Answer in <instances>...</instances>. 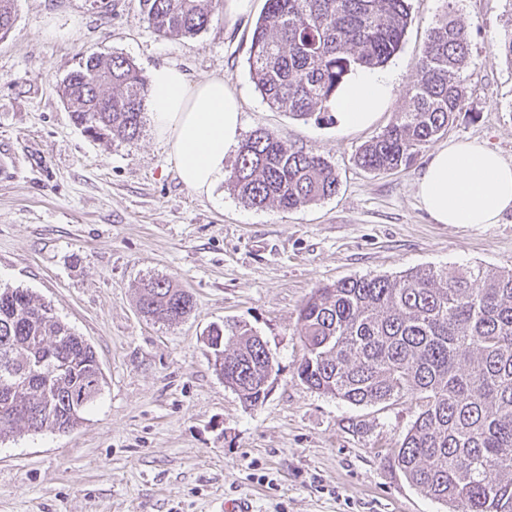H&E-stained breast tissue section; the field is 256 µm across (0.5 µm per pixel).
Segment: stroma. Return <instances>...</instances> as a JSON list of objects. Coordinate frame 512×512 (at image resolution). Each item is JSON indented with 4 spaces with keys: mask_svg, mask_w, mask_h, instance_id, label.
<instances>
[{
    "mask_svg": "<svg viewBox=\"0 0 512 512\" xmlns=\"http://www.w3.org/2000/svg\"><path fill=\"white\" fill-rule=\"evenodd\" d=\"M412 22L384 69L388 105L370 127L337 115L301 121L272 110L250 80L252 28L265 0L215 16L193 37L160 38L139 0H15L0 39V285L24 288L93 347L102 391L75 428L22 431L0 443V512H447L394 461L418 408L410 397L352 406L297 374L306 350L298 310L340 279L416 268L512 269V212L497 224H438L416 184L432 153L385 173L355 163L405 104L444 0H410ZM470 36L462 76L470 105L451 140H480L512 162V64L493 39L512 28V0H453ZM117 53L142 75L171 66L190 82L224 78L241 98L244 134L272 131L336 169L335 196L291 211L243 207L227 184L190 192L151 124L130 143L77 128L58 84L81 56ZM166 277L195 303L167 324L139 310L138 287ZM249 325L276 359L272 388L251 407L225 386L206 336Z\"/></svg>",
    "mask_w": 512,
    "mask_h": 512,
    "instance_id": "obj_1",
    "label": "stroma"
}]
</instances>
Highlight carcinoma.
I'll return each mask as SVG.
<instances>
[{
	"label": "carcinoma",
	"instance_id": "carcinoma-1",
	"mask_svg": "<svg viewBox=\"0 0 512 512\" xmlns=\"http://www.w3.org/2000/svg\"><path fill=\"white\" fill-rule=\"evenodd\" d=\"M160 37L206 30L221 0H140ZM15 21L0 0V38ZM411 22L409 0H266L247 58L269 107L298 119L325 116L354 71L384 65ZM512 64V29L495 36ZM469 56L465 26L444 19L430 31L406 89L407 107L355 158L370 172L408 167L422 148L469 110L461 73ZM74 123L97 140L132 141L143 128L149 84L122 55L88 54L58 85ZM246 208L292 210L334 196L339 181L324 157L286 146L265 128L242 144L228 177ZM141 313L178 323L191 294L150 279ZM307 357L298 376L352 405L412 395L419 412L393 455L409 483L448 512H512V270L480 266L448 273L420 268L364 276L314 289L299 309ZM224 384L243 402L269 362L247 325L209 330ZM231 336L232 343H217ZM103 375L93 347L51 307L23 288L0 287V442L23 428L66 431L99 396Z\"/></svg>",
	"mask_w": 512,
	"mask_h": 512
}]
</instances>
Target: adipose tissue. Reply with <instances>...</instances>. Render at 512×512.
<instances>
[{
    "label": "adipose tissue",
    "instance_id": "obj_1",
    "mask_svg": "<svg viewBox=\"0 0 512 512\" xmlns=\"http://www.w3.org/2000/svg\"><path fill=\"white\" fill-rule=\"evenodd\" d=\"M391 92L389 75L361 70L339 89L333 108L344 127L365 128ZM147 109L181 182L197 195L212 196L227 175L224 160L240 140L238 97L223 79L192 84L177 69L160 66L150 73ZM417 197L439 224L499 223L512 211V163L484 142L449 141L432 153Z\"/></svg>",
    "mask_w": 512,
    "mask_h": 512
}]
</instances>
